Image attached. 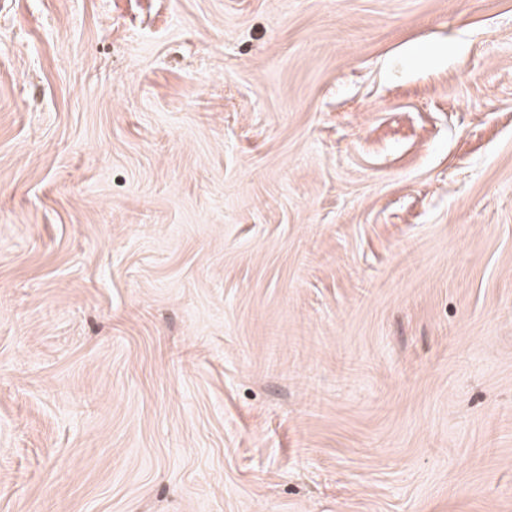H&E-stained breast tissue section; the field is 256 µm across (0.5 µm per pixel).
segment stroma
<instances>
[{"label":"stroma","instance_id":"1","mask_svg":"<svg viewBox=\"0 0 512 512\" xmlns=\"http://www.w3.org/2000/svg\"><path fill=\"white\" fill-rule=\"evenodd\" d=\"M0 512H512V0H0Z\"/></svg>","mask_w":512,"mask_h":512}]
</instances>
